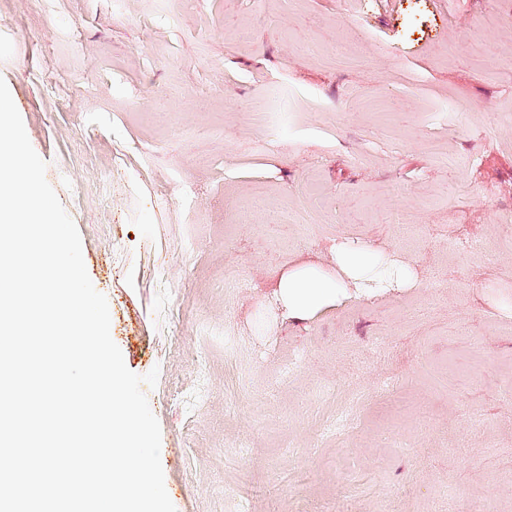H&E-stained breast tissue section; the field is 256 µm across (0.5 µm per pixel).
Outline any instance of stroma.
<instances>
[{
	"label": "stroma",
	"instance_id": "stroma-1",
	"mask_svg": "<svg viewBox=\"0 0 512 512\" xmlns=\"http://www.w3.org/2000/svg\"><path fill=\"white\" fill-rule=\"evenodd\" d=\"M0 31L111 337L159 372L176 512H512V0H0ZM341 243L409 284L345 281ZM306 261L345 292L296 319Z\"/></svg>",
	"mask_w": 512,
	"mask_h": 512
}]
</instances>
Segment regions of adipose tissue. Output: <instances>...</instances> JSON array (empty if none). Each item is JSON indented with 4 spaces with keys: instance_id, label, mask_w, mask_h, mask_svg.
Wrapping results in <instances>:
<instances>
[{
    "instance_id": "obj_1",
    "label": "adipose tissue",
    "mask_w": 512,
    "mask_h": 512,
    "mask_svg": "<svg viewBox=\"0 0 512 512\" xmlns=\"http://www.w3.org/2000/svg\"><path fill=\"white\" fill-rule=\"evenodd\" d=\"M336 263L352 280H369L385 283L404 281L408 270L399 264L377 266L372 257L362 249L344 246L336 252ZM343 293L339 283L321 278L310 264L300 265L278 288V297L290 315H307L338 301Z\"/></svg>"
}]
</instances>
